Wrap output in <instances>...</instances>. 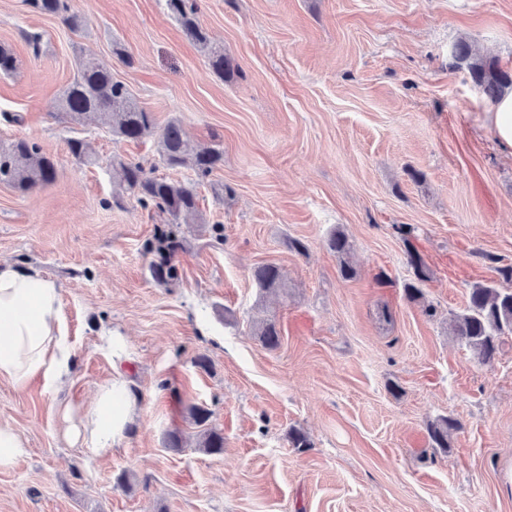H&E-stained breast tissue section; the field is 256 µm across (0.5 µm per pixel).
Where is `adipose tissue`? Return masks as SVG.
Masks as SVG:
<instances>
[{
  "label": "adipose tissue",
  "instance_id": "obj_1",
  "mask_svg": "<svg viewBox=\"0 0 512 512\" xmlns=\"http://www.w3.org/2000/svg\"><path fill=\"white\" fill-rule=\"evenodd\" d=\"M74 361L57 282L0 263V381L18 390L38 379L53 386L70 376ZM64 417L68 434L82 439L87 451L100 458L109 455L134 418L125 373L115 371L85 413L68 411Z\"/></svg>",
  "mask_w": 512,
  "mask_h": 512
}]
</instances>
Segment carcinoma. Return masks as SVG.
I'll use <instances>...</instances> for the list:
<instances>
[{"label":"carcinoma","instance_id":"cac0c4a2","mask_svg":"<svg viewBox=\"0 0 512 512\" xmlns=\"http://www.w3.org/2000/svg\"><path fill=\"white\" fill-rule=\"evenodd\" d=\"M167 13L181 26L186 37L195 43L208 58L212 71L220 78L234 71L232 61L224 49L213 45L208 31L199 19L197 0H165ZM30 10L60 18L70 27H78L82 19L71 13L69 0H26ZM453 59L466 66L473 82L492 103L512 91V74L504 70L497 58L480 57L473 53L471 44L461 39L453 45ZM18 68L14 51L0 45V73L12 74ZM58 110L72 124L81 123L92 115L98 125L111 135L139 141L154 136L157 153L164 166L170 169H190L197 179L209 177L224 162V153L218 148H194L187 139L182 121L174 117L157 126L152 113L142 108L129 89L114 79L112 68L104 63L88 60L77 65L73 80L58 100ZM69 153L83 165L97 163L91 145L84 139L67 141ZM120 186L123 192L136 197L138 203L152 206L169 216L168 229L158 232V245L147 243L149 252L157 251L159 260L152 264L158 283L168 285L178 279L174 257L181 249L178 236L182 224H204L198 207L196 185L165 177H156L139 162L118 161ZM57 176L53 158L35 142L15 139L0 144V184L25 195L38 187L53 183ZM413 270V278L404 283V293L411 302L423 297L422 285L430 279V270L411 241L414 229L402 224L397 227ZM327 248L339 260V273L344 279L356 276V269L348 261L351 244L340 231L330 234ZM252 278L260 292L279 289L284 281L282 269L274 264L254 268ZM455 334L468 345L477 358L488 364L495 359L499 339L512 335V290H499L492 285L476 284L469 291L465 308L453 314ZM253 336L267 350H275L281 343V329L273 319L253 322ZM194 424L200 428L198 449L208 455L224 454V433L208 425L209 412L201 407L191 409ZM455 428L446 417L428 424L429 438L435 448L448 447V432Z\"/></svg>","mask_w":512,"mask_h":512}]
</instances>
